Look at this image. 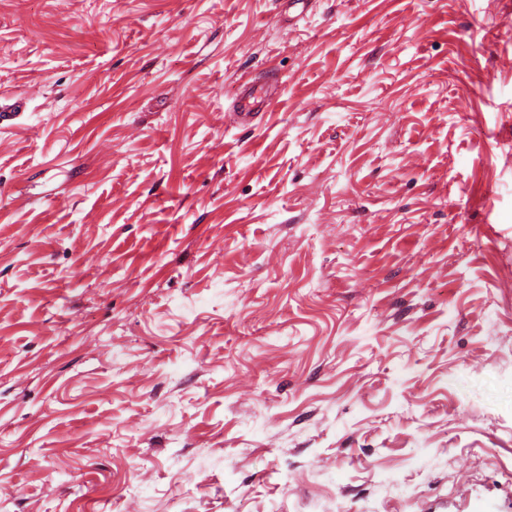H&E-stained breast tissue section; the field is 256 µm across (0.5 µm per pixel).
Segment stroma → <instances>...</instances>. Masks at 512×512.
Returning <instances> with one entry per match:
<instances>
[{
	"label": "stroma",
	"mask_w": 512,
	"mask_h": 512,
	"mask_svg": "<svg viewBox=\"0 0 512 512\" xmlns=\"http://www.w3.org/2000/svg\"><path fill=\"white\" fill-rule=\"evenodd\" d=\"M0 96V512H512V0H0Z\"/></svg>",
	"instance_id": "1"
}]
</instances>
